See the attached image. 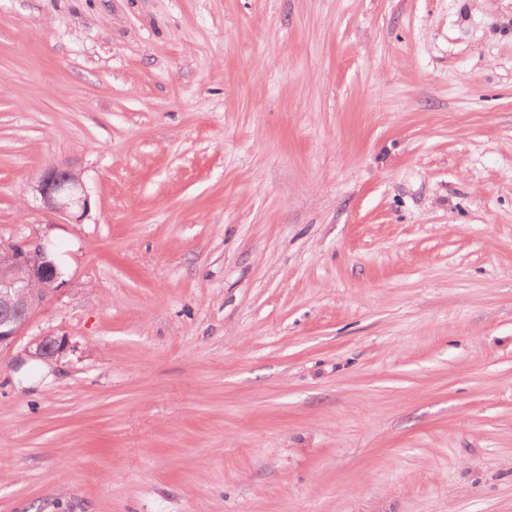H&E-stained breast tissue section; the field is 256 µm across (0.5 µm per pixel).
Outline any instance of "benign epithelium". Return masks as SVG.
<instances>
[{"label":"benign epithelium","instance_id":"1","mask_svg":"<svg viewBox=\"0 0 512 512\" xmlns=\"http://www.w3.org/2000/svg\"><path fill=\"white\" fill-rule=\"evenodd\" d=\"M35 191L43 206L79 222L90 207L80 175L52 167L39 177ZM61 269L42 244H0V350L12 346L32 310L56 289ZM70 348L64 336L45 334L29 344V356L51 363Z\"/></svg>","mask_w":512,"mask_h":512}]
</instances>
